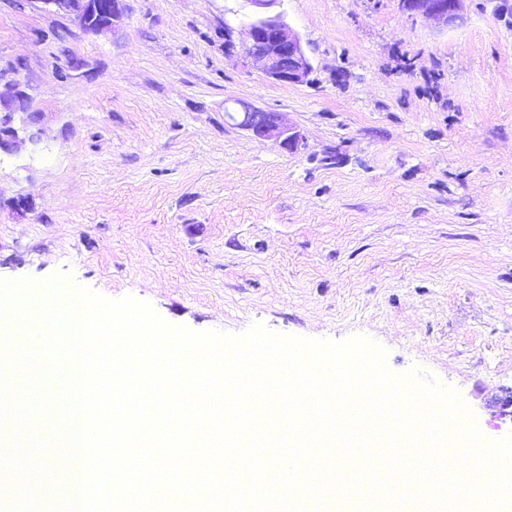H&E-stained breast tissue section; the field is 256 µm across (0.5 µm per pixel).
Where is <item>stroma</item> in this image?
I'll list each match as a JSON object with an SVG mask.
<instances>
[{"label":"stroma","mask_w":512,"mask_h":512,"mask_svg":"<svg viewBox=\"0 0 512 512\" xmlns=\"http://www.w3.org/2000/svg\"><path fill=\"white\" fill-rule=\"evenodd\" d=\"M126 7L92 34L0 0V91L25 83L36 115L0 154V279L67 274L195 332L365 336L512 437V0L446 25L398 0H276L302 85L227 51L249 0ZM239 102L301 147L236 126ZM238 105L240 109L226 112L227 118L235 125L257 137L281 140L288 151L298 149L301 141L300 134L286 123L281 113L269 112L244 102Z\"/></svg>","instance_id":"35a3bbf8"}]
</instances>
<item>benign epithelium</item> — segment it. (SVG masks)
<instances>
[{"instance_id": "1", "label": "benign epithelium", "mask_w": 512, "mask_h": 512, "mask_svg": "<svg viewBox=\"0 0 512 512\" xmlns=\"http://www.w3.org/2000/svg\"><path fill=\"white\" fill-rule=\"evenodd\" d=\"M39 11L64 14L72 17L86 33L115 29L126 16V0H25ZM464 0H399L401 10L414 16H425L439 24H447L460 17ZM242 36L253 69L266 79L288 84L309 81L312 64L305 52L298 33L281 15H259L244 25ZM28 94L21 83L12 85L8 98H0V152H16L24 145L14 128V115L27 113ZM229 120L253 135L275 138L290 151L298 149L300 134L286 123L279 112H269L241 102L239 108L226 112Z\"/></svg>"}]
</instances>
